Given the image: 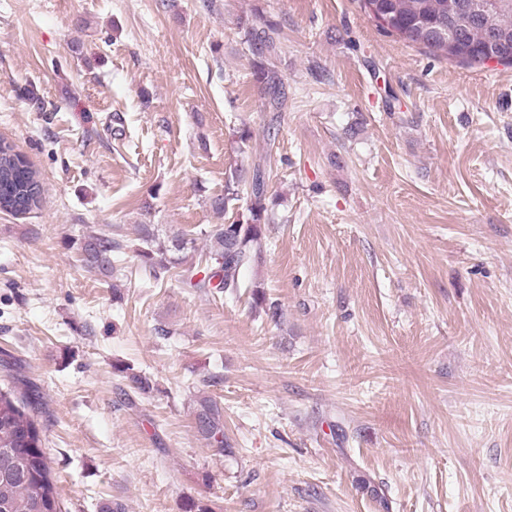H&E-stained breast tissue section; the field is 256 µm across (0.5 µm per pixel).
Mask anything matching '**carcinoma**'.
Returning <instances> with one entry per match:
<instances>
[{
	"label": "carcinoma",
	"instance_id": "cac0c4a2",
	"mask_svg": "<svg viewBox=\"0 0 512 512\" xmlns=\"http://www.w3.org/2000/svg\"><path fill=\"white\" fill-rule=\"evenodd\" d=\"M363 7L384 31L436 55L469 66L493 58L512 64V0H363ZM239 28L253 55L252 76L263 90L266 109L283 111L288 95L272 63L280 52L278 24L247 19L239 22ZM244 193L250 196V203L243 211L230 222L200 229L195 238H161L151 225H139L137 236L144 247L135 252L141 266L157 282L172 271L191 288L236 292L242 271L261 256L265 226L271 220L265 162L234 169L225 180L224 194L211 198L210 206L223 213ZM41 202L37 172L13 146L0 141V210L25 215L39 209ZM199 240L208 245L204 253L198 251ZM81 251L90 269L106 276L122 270L123 244L118 240L90 236ZM252 300L271 318L281 316L278 306L267 303L260 288L252 290ZM39 401L35 390L0 387V512H62L36 418ZM195 421L208 447L220 453L229 447L224 406L202 400Z\"/></svg>",
	"mask_w": 512,
	"mask_h": 512
}]
</instances>
